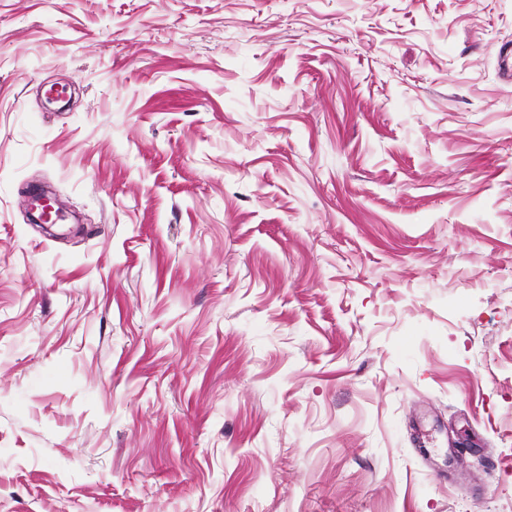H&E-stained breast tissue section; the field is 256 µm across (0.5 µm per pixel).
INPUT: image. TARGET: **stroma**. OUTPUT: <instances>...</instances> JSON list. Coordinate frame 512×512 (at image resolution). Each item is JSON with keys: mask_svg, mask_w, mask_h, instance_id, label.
Wrapping results in <instances>:
<instances>
[{"mask_svg": "<svg viewBox=\"0 0 512 512\" xmlns=\"http://www.w3.org/2000/svg\"><path fill=\"white\" fill-rule=\"evenodd\" d=\"M507 42L512 0H0V512H512Z\"/></svg>", "mask_w": 512, "mask_h": 512, "instance_id": "1", "label": "stroma"}]
</instances>
